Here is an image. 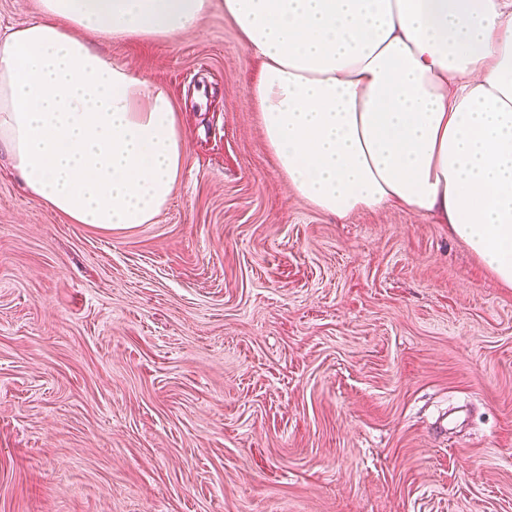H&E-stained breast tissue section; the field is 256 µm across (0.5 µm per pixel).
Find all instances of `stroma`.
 Masks as SVG:
<instances>
[{
    "label": "stroma",
    "instance_id": "stroma-1",
    "mask_svg": "<svg viewBox=\"0 0 512 512\" xmlns=\"http://www.w3.org/2000/svg\"><path fill=\"white\" fill-rule=\"evenodd\" d=\"M84 37L168 90L187 164L110 230L0 153V512H512V288L433 216L301 197L220 7Z\"/></svg>",
    "mask_w": 512,
    "mask_h": 512
}]
</instances>
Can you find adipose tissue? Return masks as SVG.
<instances>
[{"label":"adipose tissue","instance_id":"ef3b65f1","mask_svg":"<svg viewBox=\"0 0 512 512\" xmlns=\"http://www.w3.org/2000/svg\"><path fill=\"white\" fill-rule=\"evenodd\" d=\"M216 3L297 193L432 214L512 288V0H40L0 38V149L33 196L75 224L155 222L187 163L174 102L83 34L171 39Z\"/></svg>","mask_w":512,"mask_h":512}]
</instances>
